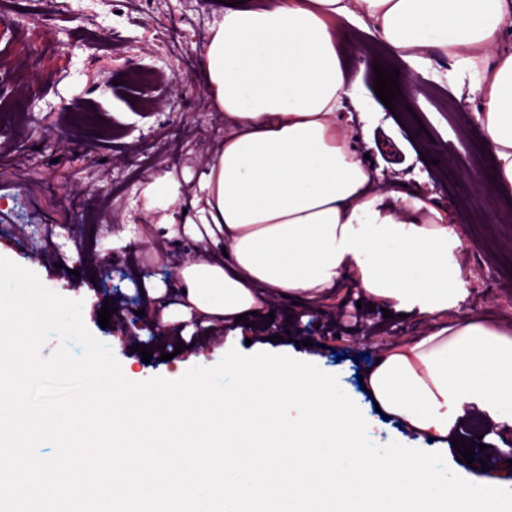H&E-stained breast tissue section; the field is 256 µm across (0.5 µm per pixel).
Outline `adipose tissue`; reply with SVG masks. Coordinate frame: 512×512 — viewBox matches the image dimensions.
Instances as JSON below:
<instances>
[{
	"label": "adipose tissue",
	"instance_id": "ef3b65f1",
	"mask_svg": "<svg viewBox=\"0 0 512 512\" xmlns=\"http://www.w3.org/2000/svg\"><path fill=\"white\" fill-rule=\"evenodd\" d=\"M364 16L400 57L421 66L438 50L470 75L494 161L485 187L512 192V0L228 6L202 43L204 90L226 132L190 201L227 255L184 263L175 282L192 311L231 324L274 299L326 297L353 274L367 302L429 322L367 373L380 409L423 437L456 438L473 414L512 433V328L449 320L466 274L457 233L428 199L378 186L337 118L358 86L337 21Z\"/></svg>",
	"mask_w": 512,
	"mask_h": 512
}]
</instances>
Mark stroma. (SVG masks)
<instances>
[{
	"label": "stroma",
	"mask_w": 512,
	"mask_h": 512,
	"mask_svg": "<svg viewBox=\"0 0 512 512\" xmlns=\"http://www.w3.org/2000/svg\"><path fill=\"white\" fill-rule=\"evenodd\" d=\"M223 10L216 0H0V20L12 30L0 40V54L10 59L9 70L0 72V130L13 135L10 147L0 149V257L81 301L86 327L130 381L176 380L200 361L217 364L232 348L288 355L336 375L378 443L441 451L464 479L512 488V467L471 468L456 449L439 448L378 412L360 375L384 350L423 336L428 322L357 308L352 276L319 302L273 300L269 313L241 323L203 360L147 361L120 344V328L100 326L104 300L134 306L133 277L174 282L179 266L212 248L192 240L179 222L166 238L160 228L166 212L147 186L163 168L179 181L195 179L224 136V116L211 108L200 78L203 37ZM344 31L345 63L363 76L359 104H348L341 118L354 145H368L366 164L376 181L447 211L464 243L461 261L472 272L462 314L512 325V222L485 223L486 194L458 174L465 166L486 177L493 172L468 75L438 52L414 68L376 40L373 24ZM378 64L400 72L401 93L390 108L374 92ZM135 66L169 79V103L161 110L140 106L156 96L155 88L126 83ZM49 243L65 255L67 272L45 266ZM102 257L114 260L108 281Z\"/></svg>",
	"instance_id": "1"
}]
</instances>
